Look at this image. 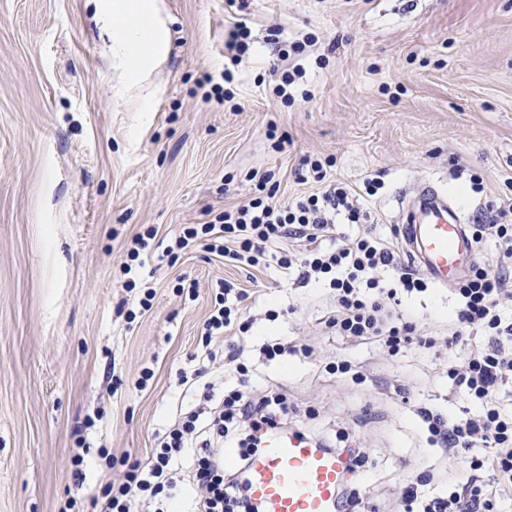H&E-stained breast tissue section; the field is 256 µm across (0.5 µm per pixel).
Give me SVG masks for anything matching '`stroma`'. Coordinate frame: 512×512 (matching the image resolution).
Returning a JSON list of instances; mask_svg holds the SVG:
<instances>
[{"label": "stroma", "mask_w": 512, "mask_h": 512, "mask_svg": "<svg viewBox=\"0 0 512 512\" xmlns=\"http://www.w3.org/2000/svg\"><path fill=\"white\" fill-rule=\"evenodd\" d=\"M95 3L0 0V512H58L70 497L97 512L90 490L151 456L199 403L181 377L198 366L221 280L255 320L251 388L285 394L295 429L366 449L356 512H401L397 488L412 474L433 472L428 494L443 491L462 463L428 447L413 407H466L448 390L446 348L392 360L326 332L328 290L272 258L242 269L199 247L161 253L186 225L247 203L268 172L273 203L336 184L364 214L356 226L337 216V233L396 243L401 199L420 184L468 220L512 205V0H248L249 49L223 103L201 80L224 69L225 0H160L167 57L139 83L113 59ZM307 36L313 46L290 58L304 75L283 101L275 50ZM308 158L331 160L322 181L298 180ZM149 227L145 311L122 265ZM407 306L431 331L455 302L432 283ZM276 339L294 353L262 360L257 345ZM340 358L366 381L329 373Z\"/></svg>", "instance_id": "obj_1"}]
</instances>
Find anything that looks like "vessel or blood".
<instances>
[{
	"label": "vessel or blood",
	"instance_id": "1",
	"mask_svg": "<svg viewBox=\"0 0 512 512\" xmlns=\"http://www.w3.org/2000/svg\"><path fill=\"white\" fill-rule=\"evenodd\" d=\"M413 267L446 287L475 262L470 227L446 193L421 186L401 227ZM346 455L304 436L273 437L255 457L249 491L260 512H339V489L348 479Z\"/></svg>",
	"mask_w": 512,
	"mask_h": 512
}]
</instances>
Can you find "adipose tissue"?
Instances as JSON below:
<instances>
[{
  "instance_id": "ef3b65f1",
  "label": "adipose tissue",
  "mask_w": 512,
  "mask_h": 512,
  "mask_svg": "<svg viewBox=\"0 0 512 512\" xmlns=\"http://www.w3.org/2000/svg\"><path fill=\"white\" fill-rule=\"evenodd\" d=\"M107 11L115 51L130 45L135 48L127 76L141 79L165 58L166 35L158 17V0H107Z\"/></svg>"
}]
</instances>
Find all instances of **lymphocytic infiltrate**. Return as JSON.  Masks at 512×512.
<instances>
[{
  "label": "lymphocytic infiltrate",
  "instance_id": "obj_1",
  "mask_svg": "<svg viewBox=\"0 0 512 512\" xmlns=\"http://www.w3.org/2000/svg\"><path fill=\"white\" fill-rule=\"evenodd\" d=\"M340 214L352 223L362 217L343 187L279 206L257 196L216 214L208 223L185 228L174 246L183 250L198 245L231 265L252 267L269 244L288 239L305 242L301 253L280 251L276 264L300 284L327 283L333 292L323 318L327 329L352 341L376 342L391 358L440 343L452 351L465 350L462 364L449 365L448 381L452 390L467 397L469 409L454 419L426 405L417 407L415 414L427 430L428 443L439 448L442 457L464 461L469 475L448 494L429 500L421 495L426 477L405 479L400 503L404 512H494V491L490 484L479 482L478 474L489 471L498 487L512 489V398L500 393L512 382V223L507 211L476 217L474 244L480 248L493 243L495 258L477 262L455 283L451 290L457 302L455 317L440 338L422 335L402 309L400 294L422 293L428 285L416 271L403 266L388 241L365 234L330 245ZM383 270L394 271L396 287L384 288L377 277ZM233 295L231 283H219L205 323L206 342L251 330L252 319L243 318ZM285 410L286 399L280 394L254 397L238 389L225 397L219 414L220 438L241 450L232 470L225 469L220 453L194 448V435L205 423L200 412L181 418L161 437L147 462H133L122 483L103 489L100 512H134L143 497H170L177 487L174 464L179 460L189 461L193 480L208 491L197 500L196 512H256L249 493L251 463L266 439L278 432V419Z\"/></svg>",
  "mask_w": 512,
  "mask_h": 512
}]
</instances>
